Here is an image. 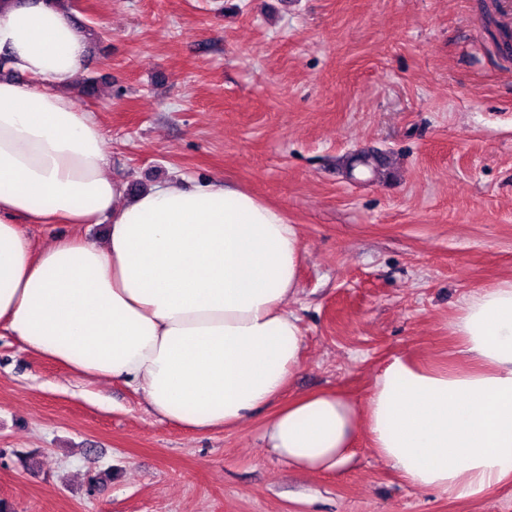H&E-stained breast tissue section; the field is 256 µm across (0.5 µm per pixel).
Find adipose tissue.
Masks as SVG:
<instances>
[{
	"instance_id": "ef3b65f1",
	"label": "adipose tissue",
	"mask_w": 512,
	"mask_h": 512,
	"mask_svg": "<svg viewBox=\"0 0 512 512\" xmlns=\"http://www.w3.org/2000/svg\"><path fill=\"white\" fill-rule=\"evenodd\" d=\"M88 35L47 0L0 10V330L75 375L131 386L161 420L195 433L261 410L288 465L333 473L365 428L405 482L482 499L512 481V279L469 295L451 324L466 365L393 357L365 401L283 395L303 335L288 301L302 243L279 208L222 183L175 179L128 196L103 132L68 94ZM109 221L104 240L82 225ZM66 224L35 248L22 223Z\"/></svg>"
}]
</instances>
